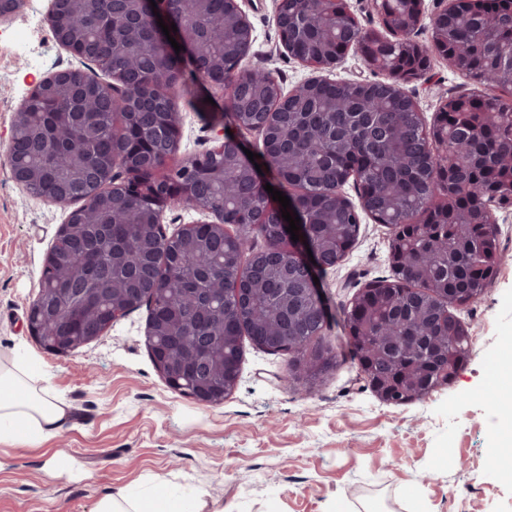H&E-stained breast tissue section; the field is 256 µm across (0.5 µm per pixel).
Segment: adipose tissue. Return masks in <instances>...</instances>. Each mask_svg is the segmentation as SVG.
Instances as JSON below:
<instances>
[{"instance_id": "adipose-tissue-1", "label": "adipose tissue", "mask_w": 512, "mask_h": 512, "mask_svg": "<svg viewBox=\"0 0 512 512\" xmlns=\"http://www.w3.org/2000/svg\"><path fill=\"white\" fill-rule=\"evenodd\" d=\"M33 369L21 361L12 366L0 364V436L22 428L39 442L57 435L65 421L67 406L53 400L32 384ZM94 512H201L199 497L147 494L137 499L107 495Z\"/></svg>"}]
</instances>
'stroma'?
<instances>
[{"label":"stroma","instance_id":"1","mask_svg":"<svg viewBox=\"0 0 512 512\" xmlns=\"http://www.w3.org/2000/svg\"><path fill=\"white\" fill-rule=\"evenodd\" d=\"M47 0L0 27V157L31 83L77 60L57 44ZM254 41L246 70L291 89L311 68L288 56L275 0H244ZM462 85L432 55L422 80L403 84L426 124ZM180 151L211 148L224 94L198 88L179 100ZM69 207L23 191L0 166V361L27 354L39 387L64 400L59 434L0 440V512H93L107 494L162 488L202 496L203 512H512V477L492 460L499 426L491 383L512 346V208L498 214L500 267L477 302L453 312L473 337L448 388L403 405L380 401L358 364L341 357L343 309L373 280L393 276L388 226L362 215L358 239L320 286L331 312L322 343L340 359L313 385L292 380V358L243 339L236 387L223 404L198 403L158 374L145 342L147 306L100 339L60 356L27 331L45 259Z\"/></svg>","mask_w":512,"mask_h":512}]
</instances>
